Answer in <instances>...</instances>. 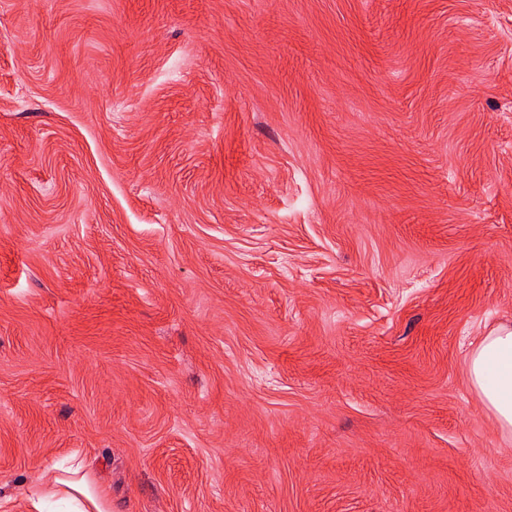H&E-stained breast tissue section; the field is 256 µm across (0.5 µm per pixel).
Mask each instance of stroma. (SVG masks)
Listing matches in <instances>:
<instances>
[{"mask_svg": "<svg viewBox=\"0 0 512 512\" xmlns=\"http://www.w3.org/2000/svg\"><path fill=\"white\" fill-rule=\"evenodd\" d=\"M512 0H0V512H512ZM468 377L482 406L512 436V325L481 339L468 356ZM84 466L77 461L64 470L67 476L45 473L40 482L31 484L25 495L38 512H44L49 499L61 497L68 506L66 512H112L108 498L97 489L83 472Z\"/></svg>", "mask_w": 512, "mask_h": 512, "instance_id": "stroma-1", "label": "stroma"}]
</instances>
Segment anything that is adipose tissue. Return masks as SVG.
Wrapping results in <instances>:
<instances>
[{"instance_id":"1","label":"adipose tissue","mask_w":512,"mask_h":512,"mask_svg":"<svg viewBox=\"0 0 512 512\" xmlns=\"http://www.w3.org/2000/svg\"><path fill=\"white\" fill-rule=\"evenodd\" d=\"M468 377L484 408L492 413L503 433L512 434V325H501L484 336L468 356ZM35 512L58 497L68 512H112L108 498L72 464L65 475L44 474L25 491Z\"/></svg>"}]
</instances>
